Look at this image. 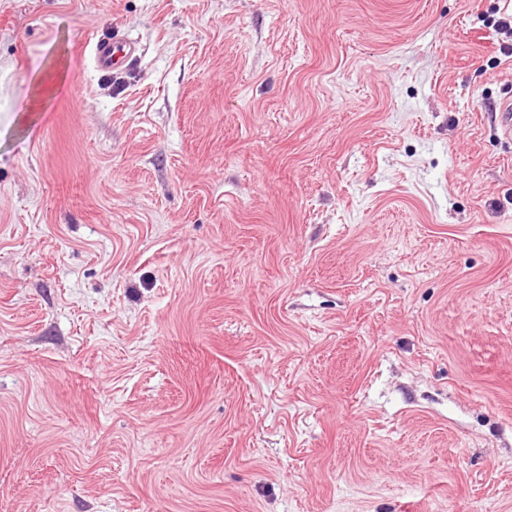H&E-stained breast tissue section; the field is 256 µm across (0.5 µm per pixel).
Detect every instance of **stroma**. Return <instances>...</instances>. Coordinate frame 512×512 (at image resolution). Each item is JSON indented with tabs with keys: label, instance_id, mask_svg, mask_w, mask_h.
I'll return each mask as SVG.
<instances>
[{
	"label": "stroma",
	"instance_id": "1",
	"mask_svg": "<svg viewBox=\"0 0 512 512\" xmlns=\"http://www.w3.org/2000/svg\"><path fill=\"white\" fill-rule=\"evenodd\" d=\"M510 16L0 0V512H512ZM138 51V44L128 37L98 39L91 48L94 67L102 72L121 69L122 64L133 58Z\"/></svg>",
	"mask_w": 512,
	"mask_h": 512
}]
</instances>
